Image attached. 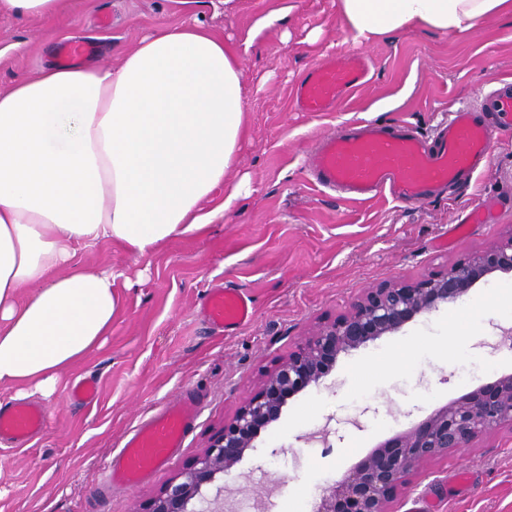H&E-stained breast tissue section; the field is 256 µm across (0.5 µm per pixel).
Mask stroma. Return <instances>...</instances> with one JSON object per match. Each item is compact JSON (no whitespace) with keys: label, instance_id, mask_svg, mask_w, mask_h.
<instances>
[{"label":"stroma","instance_id":"35a3bbf8","mask_svg":"<svg viewBox=\"0 0 512 512\" xmlns=\"http://www.w3.org/2000/svg\"><path fill=\"white\" fill-rule=\"evenodd\" d=\"M285 21L257 29L271 10ZM192 23L239 43L246 69L251 136L227 176L250 178V195L199 239L172 241L138 259L107 242L80 249L77 260L132 277L105 345L68 373L53 397L30 395L48 428L16 446L0 441V512H147L171 479L193 467L266 375L304 337L334 318L365 289L416 279L512 233V130L500 131L490 163L466 190L405 205L386 196L354 202L322 190L308 175L311 150L343 123L405 122L428 135L449 111L479 106L496 82L512 80V19L486 21L465 38L410 31L395 41L358 42L337 21L336 0H69L60 41H94L97 66L132 50L155 25ZM50 20L0 14V91L51 65L57 42ZM320 29L315 46L305 38ZM290 32L283 42L282 32ZM362 54L365 84L333 111H301L294 92L306 72L331 57ZM498 209L492 223L473 224L453 245L438 242L472 208ZM247 291L254 319L233 335L213 334L197 316L215 280ZM512 275L479 283L455 303L417 317L395 334L340 355L321 387L291 398L280 419L225 476L235 506L266 494L273 512L314 505L325 489L378 445L434 410L512 372V349L499 342L512 316L500 306ZM458 340L442 345L449 331ZM389 358L401 365L373 371ZM95 377L92 407L69 399L75 382ZM203 409L184 448L139 487L106 481L124 436L181 393ZM466 471L469 486L454 477ZM512 512V428L472 447L450 450L405 476L388 512Z\"/></svg>","mask_w":512,"mask_h":512}]
</instances>
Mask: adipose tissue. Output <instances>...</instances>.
Returning <instances> with one entry per match:
<instances>
[{
    "mask_svg": "<svg viewBox=\"0 0 512 512\" xmlns=\"http://www.w3.org/2000/svg\"><path fill=\"white\" fill-rule=\"evenodd\" d=\"M365 42L455 36L512 0H337ZM249 131L240 49L193 25L152 29L109 67H50L0 92V385L54 394L122 307L116 275L77 263L106 241L143 258L237 206Z\"/></svg>",
    "mask_w": 512,
    "mask_h": 512,
    "instance_id": "adipose-tissue-1",
    "label": "adipose tissue"
}]
</instances>
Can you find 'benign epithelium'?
Segmentation results:
<instances>
[{
  "label": "benign epithelium",
  "instance_id": "1",
  "mask_svg": "<svg viewBox=\"0 0 512 512\" xmlns=\"http://www.w3.org/2000/svg\"><path fill=\"white\" fill-rule=\"evenodd\" d=\"M512 273V233L444 269L410 282L367 289L343 313L305 337L266 378L261 390L246 399L224 424L219 439L190 471L170 482L149 512H204L203 486L231 472L246 451L255 448L261 431L277 421L288 400L319 387L337 358L430 313L462 299L481 281ZM504 426L512 428V373L492 385L455 399L421 424L395 435L386 450L366 459L314 506V512H385L391 493L405 475L453 448H466Z\"/></svg>",
  "mask_w": 512,
  "mask_h": 512
}]
</instances>
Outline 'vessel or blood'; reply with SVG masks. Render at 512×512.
Segmentation results:
<instances>
[{
  "mask_svg": "<svg viewBox=\"0 0 512 512\" xmlns=\"http://www.w3.org/2000/svg\"><path fill=\"white\" fill-rule=\"evenodd\" d=\"M93 42L64 44L58 53L63 65H75L98 55ZM369 64L364 56L333 57L312 67L295 90L298 106L306 112L335 109L365 82ZM512 127V82L499 84L479 108L449 112L447 121L424 136L403 125L386 128L367 125L357 132L322 137L309 160L315 183L323 189L367 200L387 194L412 204L438 197L448 188H469L490 160L493 131ZM213 332L229 333L252 321L251 296L239 289L212 283L198 311ZM100 386L86 378L73 386L69 398L79 404L98 400ZM200 402L185 397L165 405L125 438L109 477L113 483L134 487L167 465L183 447L198 418ZM48 424L37 405L0 408V440L23 446Z\"/></svg>",
  "mask_w": 512,
  "mask_h": 512,
  "instance_id": "b4317fda",
  "label": "vessel or blood"
}]
</instances>
